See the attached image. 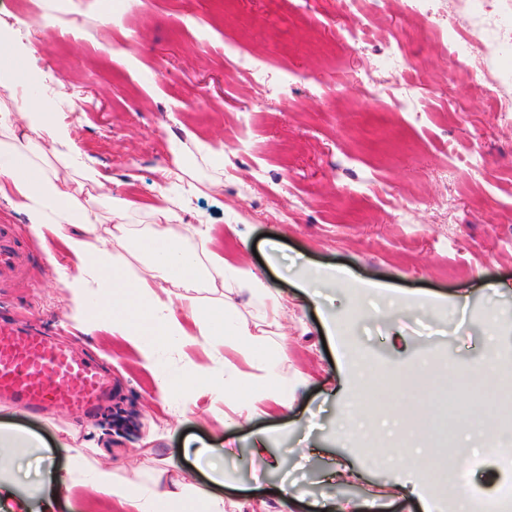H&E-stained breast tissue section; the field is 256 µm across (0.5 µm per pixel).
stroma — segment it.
<instances>
[{
	"label": "stroma",
	"mask_w": 512,
	"mask_h": 512,
	"mask_svg": "<svg viewBox=\"0 0 512 512\" xmlns=\"http://www.w3.org/2000/svg\"><path fill=\"white\" fill-rule=\"evenodd\" d=\"M63 0L72 36L38 49L25 30L49 0H0V23L13 25L18 65L33 76L31 95L64 84L67 100L47 99L74 150L129 202L124 221L148 224L158 204L160 171L177 165L188 192L176 221L222 228L217 250L254 248L247 261L279 297L276 313L244 290L232 295L231 319L264 331L266 348L248 357L232 347L229 388L258 387L274 375L287 408L264 402L241 410L234 397L199 390L193 413L178 395L160 397L156 380L208 362L198 346H161L153 369L121 337L70 314L62 275H75L64 242L36 237L23 213L0 198V221L20 227L27 247L52 260L0 277V332L40 328L67 337L80 354L112 371V395L92 417L66 410L27 414L0 405V425L39 436L57 466L73 447L97 449L98 465L140 487L177 478L191 455L198 483L228 501V512H321L349 500L359 512H421L406 488L415 482L447 512L448 496L430 474L444 470L466 420L462 377L490 358L512 360V120L472 83L449 84L455 60L447 40L424 32L402 0H379L381 25L351 46L337 40L344 0ZM192 25H184V17ZM408 36L427 75L416 111L394 106L400 89L383 64L392 33ZM334 67L340 90L321 83ZM186 146L181 160L170 138ZM224 158V179L209 186L203 148ZM479 159L480 173L469 162ZM412 221H394L399 205ZM279 237L278 249L269 246ZM341 268L350 282L310 300L301 275ZM409 299L399 316L379 300L363 302L366 284ZM503 285L501 295L488 287ZM468 296L466 311L453 299ZM430 297L420 307L416 298ZM427 354L430 367L394 400L362 401L375 380L396 385L403 354ZM374 426L373 443L339 433L347 403ZM224 417L223 432L212 428ZM265 432L271 464L262 484L250 470L256 432ZM224 448L223 458L206 455ZM347 461L352 476L329 473ZM468 489L491 497L512 483L492 454L468 455ZM224 478L213 485L211 474ZM292 488L282 499L281 483Z\"/></svg>",
	"instance_id": "35a3bbf8"
}]
</instances>
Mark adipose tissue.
Wrapping results in <instances>:
<instances>
[{
    "label": "adipose tissue",
    "mask_w": 512,
    "mask_h": 512,
    "mask_svg": "<svg viewBox=\"0 0 512 512\" xmlns=\"http://www.w3.org/2000/svg\"><path fill=\"white\" fill-rule=\"evenodd\" d=\"M63 168L71 170V178L60 176ZM1 179L11 183V203L27 215L36 233L48 231L64 240L77 270L68 284L72 316L95 311L98 326L133 345L143 366H154L157 349L171 342L215 349L230 341L244 353L263 345V335L249 325H229L230 301L211 306L198 301L202 285L218 282L229 291L249 290L269 305L278 302L247 262L234 264L212 251L214 225L198 224L194 242H186L172 224L175 212L163 187L158 191L161 206L153 208L151 223L141 229L123 223L126 203L113 198L112 212L120 222L110 235H102L96 207L81 202L76 193L88 183L103 188L102 174L71 154L54 114L38 108L33 99L23 96L12 105L0 104ZM90 278L104 290L92 307L85 301ZM222 371L216 364L198 365L185 375L160 380L158 391L177 393L188 406L202 385L223 395ZM39 446L34 434L0 428V500L13 502L17 512H57L58 500L72 504L102 496L116 498L129 512H224L223 498L199 489L189 470L144 490L120 485L109 468H93L89 480H79L75 471L89 460L85 448L71 449L61 468L50 455L39 453L42 468L36 480L21 483L19 461Z\"/></svg>",
    "instance_id": "obj_1"
}]
</instances>
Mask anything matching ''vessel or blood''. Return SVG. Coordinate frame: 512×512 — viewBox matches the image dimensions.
Returning <instances> with one entry per match:
<instances>
[{
	"label": "vessel or blood",
	"instance_id": "b4317fda",
	"mask_svg": "<svg viewBox=\"0 0 512 512\" xmlns=\"http://www.w3.org/2000/svg\"><path fill=\"white\" fill-rule=\"evenodd\" d=\"M31 264L18 226L0 224V273L23 272ZM108 393L100 368L67 344L35 331L0 332V399L33 412L64 406L81 414L94 410Z\"/></svg>",
	"mask_w": 512,
	"mask_h": 512
}]
</instances>
